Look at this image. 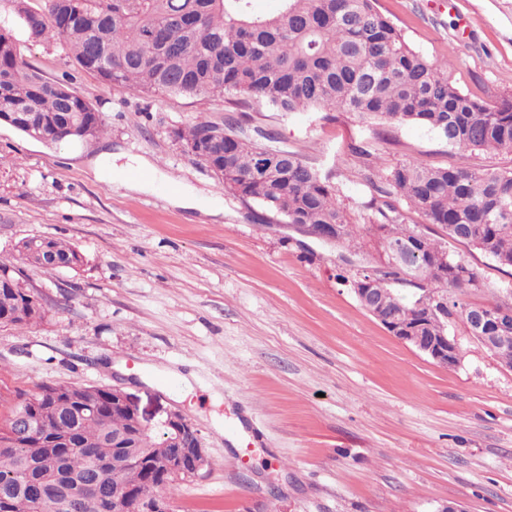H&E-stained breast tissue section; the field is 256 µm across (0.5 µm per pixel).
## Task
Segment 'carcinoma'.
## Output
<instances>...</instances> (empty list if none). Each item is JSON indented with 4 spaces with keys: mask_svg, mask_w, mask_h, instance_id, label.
I'll list each match as a JSON object with an SVG mask.
<instances>
[{
    "mask_svg": "<svg viewBox=\"0 0 512 512\" xmlns=\"http://www.w3.org/2000/svg\"><path fill=\"white\" fill-rule=\"evenodd\" d=\"M27 40L53 39L78 67L101 81L140 93L182 97L245 96L273 112H348L388 125L418 124L433 130L461 161L429 166L410 160L379 175L430 224L498 264L512 267V168L476 170L468 151L512 152V99L491 105L461 92L448 79L447 64L416 51L377 7V0H279L276 13L252 9V0H46L40 16L27 0H14ZM0 116L48 147L89 144L104 120L69 81L44 76L23 58L19 40L0 28ZM184 148L224 180V190L255 201L290 224L318 229L337 224L344 242L358 245L376 227L383 250L421 248L431 267L445 245L390 215L394 208L373 197L369 222L358 224L337 201L327 175L307 165L272 134L246 135L238 121H199L176 132ZM17 260L43 267L52 255L75 268L77 249L62 240L28 237ZM0 317L15 327L45 319L48 310L21 281L20 270L0 261ZM378 276L386 315L423 324L437 335L445 319L389 290ZM421 280L431 295L448 298V319L467 322L470 291L488 287L462 258ZM100 386L56 383L11 399L10 415L26 412L47 429L45 440H16L0 447V499L11 512H112V497L150 483L163 496L175 479L167 462L175 453L168 431L136 430L129 418L108 408ZM99 489L79 493L76 505L52 493L29 496L38 480L50 487L62 477L83 480L91 460Z\"/></svg>",
    "mask_w": 512,
    "mask_h": 512,
    "instance_id": "carcinoma-1",
    "label": "carcinoma"
}]
</instances>
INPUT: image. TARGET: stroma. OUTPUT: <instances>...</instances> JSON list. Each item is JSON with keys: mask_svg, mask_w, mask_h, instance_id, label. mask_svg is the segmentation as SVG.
<instances>
[{"mask_svg": "<svg viewBox=\"0 0 512 512\" xmlns=\"http://www.w3.org/2000/svg\"><path fill=\"white\" fill-rule=\"evenodd\" d=\"M422 54L447 63L462 92L512 98V0H378ZM26 59L71 77L107 131L89 145L44 146L0 125V257L31 236L63 239L81 266H24L48 310L35 325H0V421L7 398L39 386H121L153 419L181 410L209 465L176 482L173 512H512V369L463 323L457 366L437 364L389 333L359 304L349 279L374 265L356 253L259 223L261 206L228 195L185 153L176 130L223 123L232 97L133 93L80 71L52 42ZM250 127L274 130L328 175L365 223L368 169L455 156L423 126L389 129L334 112L246 107ZM147 163L149 186L109 178ZM183 187L190 205L173 198ZM403 224L447 242L486 280L473 305L512 304V268L450 242L407 201ZM190 376L174 385L171 372Z\"/></svg>", "mask_w": 512, "mask_h": 512, "instance_id": "stroma-1", "label": "stroma"}]
</instances>
